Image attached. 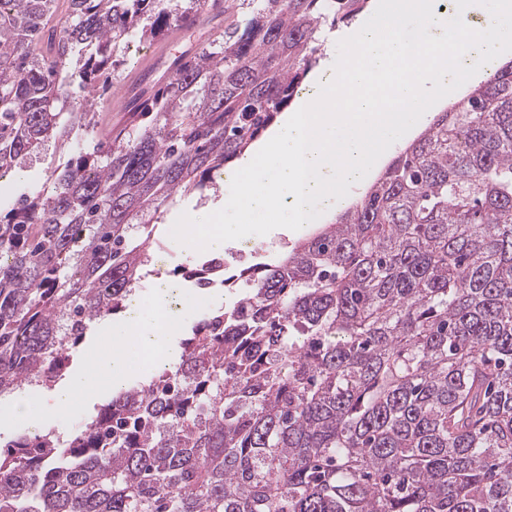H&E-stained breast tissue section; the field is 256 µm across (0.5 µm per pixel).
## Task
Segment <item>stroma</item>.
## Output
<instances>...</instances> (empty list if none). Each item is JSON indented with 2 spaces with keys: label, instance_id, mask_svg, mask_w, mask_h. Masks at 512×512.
<instances>
[{
  "label": "stroma",
  "instance_id": "35a3bbf8",
  "mask_svg": "<svg viewBox=\"0 0 512 512\" xmlns=\"http://www.w3.org/2000/svg\"><path fill=\"white\" fill-rule=\"evenodd\" d=\"M263 0H224V11L208 16L192 26H177L165 30L157 38H141L131 32L118 64L112 69L111 83L106 91L93 90L71 83L74 105L91 108L96 114L93 133L76 131L69 144L48 140L39 150L27 156L15 172L0 178V211L8 212L19 198L32 195L50 186L51 180L72 158L75 145L90 141L110 142L118 132L129 129L131 114L126 108H114V101H127L133 90L150 87L162 78L166 62L181 56H191L198 48L223 40L226 30L241 25L260 9ZM178 291L169 296L171 307L179 308L184 331L192 327L210 310L229 307L236 299L235 291L225 288L201 290L187 280H179ZM46 389H39L37 399L42 406L38 421L19 418L10 401L0 402V441L8 442L19 433L41 434L50 430L64 433L66 425L75 419L95 414L112 398L111 388H103L93 399L78 400L65 410L46 408Z\"/></svg>",
  "mask_w": 512,
  "mask_h": 512
}]
</instances>
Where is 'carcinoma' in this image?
Here are the masks:
<instances>
[{"label":"carcinoma","instance_id":"cac0c4a2","mask_svg":"<svg viewBox=\"0 0 512 512\" xmlns=\"http://www.w3.org/2000/svg\"><path fill=\"white\" fill-rule=\"evenodd\" d=\"M205 3L0 0V177L94 128L60 78L77 46L72 75L93 88L138 22L152 38ZM365 3L265 0L133 98L151 117L135 136L79 150L0 217V396L63 376L144 277L164 202L244 153L298 92L322 25ZM223 265L182 276L207 289ZM257 268L82 432L5 444L0 512H512V61ZM101 331V320H96L89 325L87 333L83 342L73 351L69 365L66 369L64 375L71 373L72 371L81 368L83 366H88L91 364L93 359H90L88 355L91 352V349L94 351L98 345L99 336ZM63 375V376H64ZM62 376V377H63ZM61 377V378H62Z\"/></svg>","mask_w":512,"mask_h":512}]
</instances>
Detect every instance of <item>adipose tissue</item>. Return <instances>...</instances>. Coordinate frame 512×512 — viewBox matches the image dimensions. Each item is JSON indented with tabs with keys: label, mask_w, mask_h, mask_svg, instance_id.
<instances>
[{
	"label": "adipose tissue",
	"mask_w": 512,
	"mask_h": 512,
	"mask_svg": "<svg viewBox=\"0 0 512 512\" xmlns=\"http://www.w3.org/2000/svg\"><path fill=\"white\" fill-rule=\"evenodd\" d=\"M166 289H159L152 301L127 311L123 332L104 339L105 353L91 373H75L55 387L48 396L51 407L63 409L77 397L92 393L98 382L120 386L133 364L158 367V355H171L172 338L177 335V318L166 300Z\"/></svg>",
	"instance_id": "adipose-tissue-1"
}]
</instances>
